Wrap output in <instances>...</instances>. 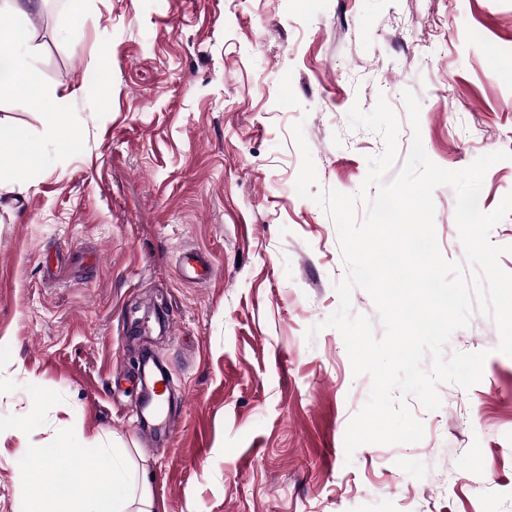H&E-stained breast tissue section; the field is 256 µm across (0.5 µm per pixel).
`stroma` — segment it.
<instances>
[{
    "mask_svg": "<svg viewBox=\"0 0 512 512\" xmlns=\"http://www.w3.org/2000/svg\"><path fill=\"white\" fill-rule=\"evenodd\" d=\"M0 15L28 29L32 90L66 134L0 97V124L42 141L0 191V512H23L56 437L136 449L164 512H512V357L472 309L442 351H487L470 389L407 403L425 436L345 453L369 375L340 333L346 269L332 220L300 198L302 122L321 186L358 193L381 137L353 105L385 97L438 166L512 153V0H89L72 15ZM420 102L411 125L403 100ZM440 252L464 263L451 187L433 193ZM214 272L179 275L190 252ZM167 365L170 432L140 437V356ZM24 428L23 437L12 436ZM24 108L41 111L44 117V139L57 140L64 133L63 112L58 111V107L45 96L29 93L21 97H16Z\"/></svg>",
    "mask_w": 512,
    "mask_h": 512,
    "instance_id": "35a3bbf8",
    "label": "stroma"
}]
</instances>
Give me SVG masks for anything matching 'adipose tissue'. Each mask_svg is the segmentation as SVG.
I'll return each instance as SVG.
<instances>
[{
	"label": "adipose tissue",
	"instance_id": "obj_1",
	"mask_svg": "<svg viewBox=\"0 0 512 512\" xmlns=\"http://www.w3.org/2000/svg\"><path fill=\"white\" fill-rule=\"evenodd\" d=\"M31 76V65L23 56L0 50V94L20 92L21 105L41 111L44 117V139L40 142L25 140L15 130L0 127V148L15 151L22 171L40 165L44 140L59 139L64 133V116L57 105L29 93ZM59 444L82 477L70 483L54 503L31 499L28 512H162L145 467L130 449L79 447L67 434L60 436Z\"/></svg>",
	"mask_w": 512,
	"mask_h": 512
}]
</instances>
